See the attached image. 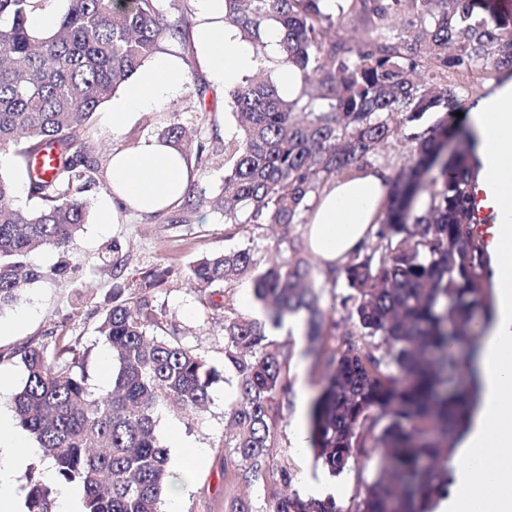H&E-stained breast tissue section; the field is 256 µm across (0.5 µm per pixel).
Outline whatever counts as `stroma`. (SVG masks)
<instances>
[{"label": "stroma", "mask_w": 512, "mask_h": 512, "mask_svg": "<svg viewBox=\"0 0 512 512\" xmlns=\"http://www.w3.org/2000/svg\"><path fill=\"white\" fill-rule=\"evenodd\" d=\"M161 51L179 57L189 79H198L208 88L205 104H198L189 87L182 89L169 101L143 113L121 133H113L108 118L111 102H104L94 113L85 133L102 165H109L114 150H128L142 140L157 137L171 122H180L191 129L196 140L210 145L223 140L236 130L234 120L224 100V84L216 80L199 63L194 45H181L178 40L166 39ZM195 178L191 188L204 199L196 210L188 212L183 224H166L146 214L126 211L115 223H101V208L112 189L108 179H101L87 193L91 205L88 224L78 236L73 250L60 254L51 247L31 253L30 263L47 273L46 278L30 284L19 304L0 313V323L8 325L7 333L0 335V376L7 383L0 389V412L9 413V395L23 382L25 372L18 360L7 359L6 354L26 343L48 341L55 333L65 331L80 337L87 350L88 384L99 396L108 393L111 379L103 369L101 359L107 349L97 332L99 315L110 303L117 288L139 282L151 271L168 270L165 284L152 291L155 306L162 312L168 332L205 354L211 366H224V328L222 314L200 303L196 293L184 279L188 266L203 255L253 248L256 255L269 259L271 246L287 241L289 236L304 235L307 225L291 229L278 225L234 226L225 223L223 215L212 202L224 183V169L220 159L193 162ZM118 242L123 262L120 275H113L109 266L102 264V246ZM68 262L70 272L64 277L52 276L50 270L60 262ZM269 336L278 343L287 344L293 356L288 379L292 392L282 403L283 420L277 429L279 459L288 462L296 477L310 476L329 485L339 502H348L358 489V478H371L377 469V460H370L363 475L346 472L333 477L315 460L312 452L294 444V430L308 423V406L303 395H315L321 382V372L307 356V342L303 334L292 326L270 330ZM212 401L208 410L198 419L189 421L169 410L159 414L157 432L167 446L171 461H178L190 448L207 451L205 464L181 495L182 512H224L226 498L248 495L256 512H266L269 491L260 484L243 487L234 476L225 475L224 412L235 398L231 380H219L211 387Z\"/></svg>", "instance_id": "35a3bbf8"}]
</instances>
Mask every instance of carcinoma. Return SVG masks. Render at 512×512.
Here are the masks:
<instances>
[{"label": "carcinoma", "instance_id": "obj_1", "mask_svg": "<svg viewBox=\"0 0 512 512\" xmlns=\"http://www.w3.org/2000/svg\"><path fill=\"white\" fill-rule=\"evenodd\" d=\"M50 0H0V156L23 168L33 211L15 205V185L0 173V313L17 305L24 285L45 276L26 263L33 250L73 249L88 223L85 197L101 163L82 132L98 107L126 83L166 37L185 36L179 0H62L48 31L31 18ZM224 0V24L255 47L276 38V65L299 77L280 93L271 71L258 70L224 89L237 131L211 147L224 156L216 200L226 224L306 223L327 185L352 175L387 148L404 127L413 164L391 175L374 239L342 267L324 271L303 240L261 263L242 249L205 255L186 283L200 301L222 310L224 372L236 398L225 412L232 436L224 447L235 478L275 488L269 512H432L448 496L456 434L478 390L458 389L460 357L452 348L476 339L478 317L492 321L487 260L469 227L467 190L482 139L466 134L453 161L443 156L461 131L452 116L462 103L448 74L486 62L512 73V12L495 0ZM413 11V35L394 32ZM362 34L354 44L328 36L346 19ZM427 69L428 79L417 78ZM159 139L185 156L202 153L179 122ZM56 149L44 177L30 164ZM440 168L427 210L409 222L423 177ZM193 193L164 221L185 223ZM324 283L343 279L340 305L323 307ZM248 277L252 299L273 328L299 318L322 383L309 412L308 444L332 476L382 464L346 504L306 497L274 454L282 399L291 393V351L236 306L233 286ZM151 273L112 295L97 332L112 359V389L87 385V351L62 331L54 345L26 344L11 353L25 381L10 396L19 425L40 448L60 483L84 492L85 512H165L176 474L156 433L160 411L195 419L211 402L220 373L175 335L159 336L162 313L150 296ZM221 302H214V297ZM27 512H54L51 487L26 477Z\"/></svg>", "mask_w": 512, "mask_h": 512}]
</instances>
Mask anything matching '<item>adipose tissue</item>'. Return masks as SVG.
I'll use <instances>...</instances> for the list:
<instances>
[{
	"mask_svg": "<svg viewBox=\"0 0 512 512\" xmlns=\"http://www.w3.org/2000/svg\"><path fill=\"white\" fill-rule=\"evenodd\" d=\"M201 21L194 43L202 65L224 84L239 81L253 66L249 46L224 24L223 0H200ZM185 81L181 59L160 55L141 66L123 94L112 102V130L121 132L141 112L164 104ZM498 157L496 175L501 206L512 216V96L495 93L468 111ZM389 171L375 166L326 188L313 211L309 236L323 267L343 265L376 231L374 220L385 195ZM112 199L102 221L111 223L118 208L155 213L177 204L190 183L186 159L156 139L113 153ZM482 389L481 404L467 438L454 451L455 491L437 512H512V314L502 317L470 362ZM32 450L15 437L0 414V512H17L16 479Z\"/></svg>",
	"mask_w": 512,
	"mask_h": 512,
	"instance_id": "obj_1",
	"label": "adipose tissue"
}]
</instances>
